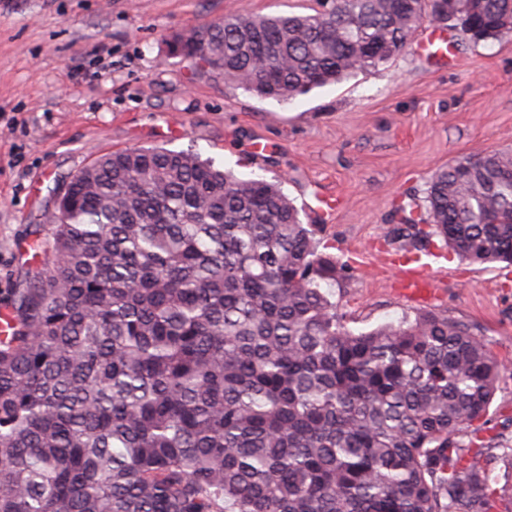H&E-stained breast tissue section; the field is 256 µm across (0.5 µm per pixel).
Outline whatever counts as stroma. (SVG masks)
Masks as SVG:
<instances>
[{
	"label": "stroma",
	"instance_id": "stroma-1",
	"mask_svg": "<svg viewBox=\"0 0 512 512\" xmlns=\"http://www.w3.org/2000/svg\"><path fill=\"white\" fill-rule=\"evenodd\" d=\"M316 0H0V299L21 254L48 239L56 189L99 156L189 151L243 178L281 181L345 267L323 288L353 331L441 309L477 324L507 364L488 434L512 446V266L432 258V294L399 291L383 235L456 159L512 149V34L449 55L409 44L388 64L287 102L198 74L174 35L230 13L309 14ZM266 151L254 156V142Z\"/></svg>",
	"mask_w": 512,
	"mask_h": 512
}]
</instances>
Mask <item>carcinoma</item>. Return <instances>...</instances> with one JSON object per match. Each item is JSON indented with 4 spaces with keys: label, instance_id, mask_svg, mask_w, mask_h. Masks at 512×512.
Returning <instances> with one entry per match:
<instances>
[{
    "label": "carcinoma",
    "instance_id": "obj_1",
    "mask_svg": "<svg viewBox=\"0 0 512 512\" xmlns=\"http://www.w3.org/2000/svg\"><path fill=\"white\" fill-rule=\"evenodd\" d=\"M429 22L478 45L512 0H319L175 35L201 73L284 102L404 50ZM386 238L512 265V151L438 169ZM51 250L0 315V512H512L488 412L505 373L438 309L351 331L343 267L276 182L184 151L104 154L62 188Z\"/></svg>",
    "mask_w": 512,
    "mask_h": 512
}]
</instances>
